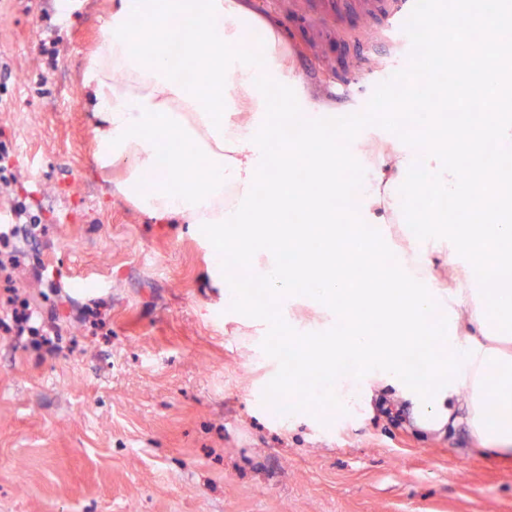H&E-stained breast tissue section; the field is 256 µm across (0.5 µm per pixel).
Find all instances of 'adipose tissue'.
<instances>
[{
	"label": "adipose tissue",
	"instance_id": "1",
	"mask_svg": "<svg viewBox=\"0 0 512 512\" xmlns=\"http://www.w3.org/2000/svg\"><path fill=\"white\" fill-rule=\"evenodd\" d=\"M494 38L485 58L459 70L458 84L480 82L496 89L512 81V56L504 30L512 13L504 4L485 15ZM86 104L96 121L95 158L100 169L119 168L115 190L157 224L177 220L195 225L225 247L226 227L253 225L270 234L285 211L315 213L325 230L322 247L338 251L335 228L353 229L358 255L381 249V232L393 219L411 216L409 202L423 194L454 198L466 213L479 212V227L447 224L424 211L422 228L410 240L406 260L387 268L380 280L375 317L388 335L371 339L351 310L371 290L361 279L328 275L311 294L323 306L337 301L343 338L323 351L296 340L299 368H318L317 395L336 405L370 409L374 384L393 385L410 400L418 424L441 428L450 418L460 388H467V421L483 445L512 454V354L492 330L512 327V219L490 183L462 195L458 175L484 140L512 147V100L496 98L466 145L440 142L436 113H419L415 124L388 126L380 134L371 175L349 174L358 157L337 158L341 144L362 142L366 128L337 126L326 112H306L288 80L283 27L259 14L250 0H113L105 30L84 68ZM276 97H269V90ZM306 165L301 182L286 170ZM264 185L266 201L252 204ZM344 199L345 209L327 207ZM443 256L479 286L470 296L445 299L429 269ZM473 309L474 327L459 336L448 324L449 305ZM422 344L425 372L405 370L399 353ZM352 359L356 372L336 376L338 358Z\"/></svg>",
	"mask_w": 512,
	"mask_h": 512
}]
</instances>
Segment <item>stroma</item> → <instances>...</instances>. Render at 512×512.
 Segmentation results:
<instances>
[{
  "label": "stroma",
  "instance_id": "obj_1",
  "mask_svg": "<svg viewBox=\"0 0 512 512\" xmlns=\"http://www.w3.org/2000/svg\"><path fill=\"white\" fill-rule=\"evenodd\" d=\"M113 0H0V143L46 228L28 260L58 273L78 304L106 303L110 340L65 325L46 358L0 334V512H512V458L484 447L459 397L437 431L379 386L369 417L309 411L285 335L326 336L336 319L305 292L307 267L265 328L215 285V246L191 224H155L112 192L93 157L81 81ZM282 23L302 93L356 113L379 79L401 81L388 28L397 0H252ZM368 29L372 39L350 40ZM58 31L57 62L40 43ZM297 406L280 422L282 378Z\"/></svg>",
  "mask_w": 512,
  "mask_h": 512
}]
</instances>
